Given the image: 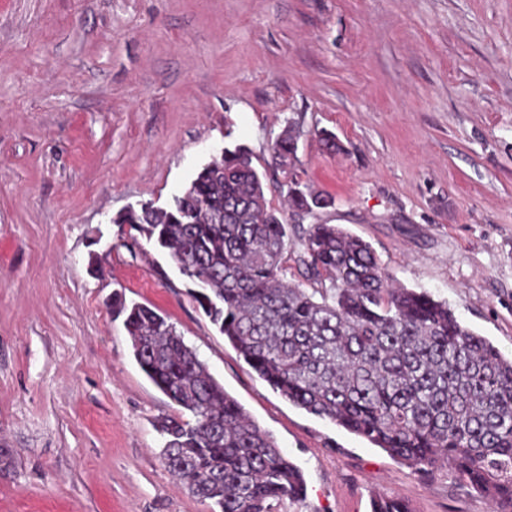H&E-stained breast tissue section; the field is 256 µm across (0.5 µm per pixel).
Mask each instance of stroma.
Listing matches in <instances>:
<instances>
[{
  "mask_svg": "<svg viewBox=\"0 0 512 512\" xmlns=\"http://www.w3.org/2000/svg\"><path fill=\"white\" fill-rule=\"evenodd\" d=\"M405 287L512 357V0H0V512H213L159 457L180 414L113 296L167 317L302 470L275 512H492L289 403L225 341L175 264L112 218L270 147ZM341 150L327 151L322 132Z\"/></svg>",
  "mask_w": 512,
  "mask_h": 512,
  "instance_id": "obj_1",
  "label": "stroma"
}]
</instances>
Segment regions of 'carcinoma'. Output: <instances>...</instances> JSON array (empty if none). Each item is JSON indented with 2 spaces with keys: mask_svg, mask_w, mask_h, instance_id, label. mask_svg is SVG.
<instances>
[{
  "mask_svg": "<svg viewBox=\"0 0 512 512\" xmlns=\"http://www.w3.org/2000/svg\"><path fill=\"white\" fill-rule=\"evenodd\" d=\"M298 216L329 197L293 171L297 135L271 146ZM128 224L195 286L193 298L244 362L291 404L328 419L417 471L446 466L512 512V357L461 324L448 304L395 286L367 242L336 224L302 231L286 280V224L247 148L207 163L167 208L130 207ZM145 375L192 420L160 424V458L220 512H274L304 492L300 469L231 397L155 309L116 299ZM372 512H410L375 497Z\"/></svg>",
  "mask_w": 512,
  "mask_h": 512,
  "instance_id": "carcinoma-1",
  "label": "carcinoma"
}]
</instances>
